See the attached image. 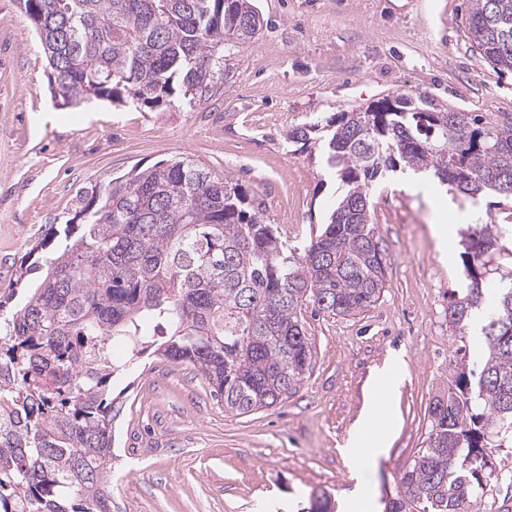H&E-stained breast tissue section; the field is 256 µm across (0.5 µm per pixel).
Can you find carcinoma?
<instances>
[{"label":"carcinoma","instance_id":"cac0c4a2","mask_svg":"<svg viewBox=\"0 0 512 512\" xmlns=\"http://www.w3.org/2000/svg\"><path fill=\"white\" fill-rule=\"evenodd\" d=\"M64 104L131 109L194 104L224 75V42L253 0H19ZM475 50L512 72V0H471ZM396 112H338L286 133L317 147L339 197L321 233L291 246L228 174L183 157L84 188L73 217L31 248L0 294V512H112V377L152 350L188 362L224 410L269 408L311 361L302 307L359 314L385 288L387 260L371 222L375 183L432 171L466 201L512 203V122L431 111L400 93ZM495 221L467 225L468 288L451 293L448 326L466 335L485 308L479 366L448 364L429 404L423 446L381 512H479L489 449L512 447V246ZM23 307L6 305L36 271ZM311 512H333L324 490Z\"/></svg>","mask_w":512,"mask_h":512}]
</instances>
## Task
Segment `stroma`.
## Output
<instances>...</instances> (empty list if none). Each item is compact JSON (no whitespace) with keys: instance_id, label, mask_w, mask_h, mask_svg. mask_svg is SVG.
I'll return each mask as SVG.
<instances>
[{"instance_id":"stroma-1","label":"stroma","mask_w":512,"mask_h":512,"mask_svg":"<svg viewBox=\"0 0 512 512\" xmlns=\"http://www.w3.org/2000/svg\"><path fill=\"white\" fill-rule=\"evenodd\" d=\"M264 26L226 45L224 82L194 106L135 110L97 101L63 108L17 0H0V287L50 225L74 212L79 190L186 156L238 178L268 223L293 242L319 231L336 198L318 151L289 129L402 92L495 126L512 121V73L472 46L469 0H256ZM445 187L379 182L371 217L387 254L386 287L368 311L304 308L311 364L295 393L270 408L225 412L186 363L145 354L112 382L113 512H302L324 489L338 512H380L429 430L448 362L480 355L482 323L449 328L452 291L466 287L461 244L440 251L431 232ZM373 412L388 435L376 457L358 424ZM480 512H512V448L494 449Z\"/></svg>"}]
</instances>
